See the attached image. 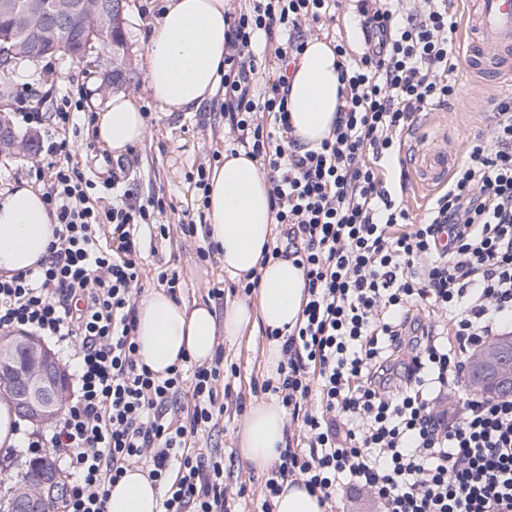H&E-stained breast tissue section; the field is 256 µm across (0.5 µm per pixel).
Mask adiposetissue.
Instances as JSON below:
<instances>
[{
	"label": "adipose tissue",
	"instance_id": "1",
	"mask_svg": "<svg viewBox=\"0 0 512 512\" xmlns=\"http://www.w3.org/2000/svg\"><path fill=\"white\" fill-rule=\"evenodd\" d=\"M224 11L225 0H166L144 60L148 90L164 112L197 109L215 95L224 75ZM341 89L332 43L309 40L288 92L295 145L318 148L336 119ZM94 134L117 155L143 142L147 125L137 99L113 95L97 116ZM205 211L206 233L218 247L225 276L237 281L259 274L258 300L233 302L219 314L208 303L189 304L163 290L147 292L136 308L138 355L160 376L186 359L211 361L217 334L232 343L258 324L287 332L301 315V268L289 259L265 257L273 243L274 212L268 179L248 150L225 155L223 164L213 167ZM55 227L41 193L22 186L1 197L0 274L36 266L47 255ZM285 426L281 403L256 402L238 436L243 459L259 470L270 466L284 445ZM107 512H161V490L141 468L127 469L109 491Z\"/></svg>",
	"mask_w": 512,
	"mask_h": 512
}]
</instances>
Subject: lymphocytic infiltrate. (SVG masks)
<instances>
[{
    "instance_id": "obj_1",
    "label": "lymphocytic infiltrate",
    "mask_w": 512,
    "mask_h": 512,
    "mask_svg": "<svg viewBox=\"0 0 512 512\" xmlns=\"http://www.w3.org/2000/svg\"><path fill=\"white\" fill-rule=\"evenodd\" d=\"M339 0H249L225 11L224 114L270 185L278 235L272 257L302 267L307 299L281 339L276 395L293 431L267 472L259 512L289 478L319 502L368 489L380 512H512V398L442 401L468 358L512 333V96L491 97L488 137L436 197L423 222L385 189L382 158L417 113L447 102L461 60L446 0H357L363 45L336 44L343 102L319 148L286 153L291 64ZM280 66L262 82L257 39ZM272 114L265 125L264 114ZM43 200L57 226L45 260L0 275V334L26 332L74 350L76 390L49 432L31 431V457L63 462L60 512H106L108 488L130 467L163 490L162 512H230L224 466L194 440L224 416L222 356L167 375L138 358L134 291L142 275L139 225L162 197L96 206L116 181L86 178L69 139L47 144ZM111 231L115 249L99 243ZM187 401L181 422L167 406Z\"/></svg>"
}]
</instances>
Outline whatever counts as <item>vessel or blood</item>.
<instances>
[{"label": "vessel or blood", "instance_id": "vessel-or-blood-1", "mask_svg": "<svg viewBox=\"0 0 512 512\" xmlns=\"http://www.w3.org/2000/svg\"><path fill=\"white\" fill-rule=\"evenodd\" d=\"M464 36L472 72L512 80V0H468Z\"/></svg>", "mask_w": 512, "mask_h": 512}]
</instances>
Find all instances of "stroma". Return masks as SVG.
Segmentation results:
<instances>
[{
    "instance_id": "35a3bbf8",
    "label": "stroma",
    "mask_w": 512,
    "mask_h": 512,
    "mask_svg": "<svg viewBox=\"0 0 512 512\" xmlns=\"http://www.w3.org/2000/svg\"><path fill=\"white\" fill-rule=\"evenodd\" d=\"M165 0H129L125 33L135 61H142L150 34L159 22ZM104 68L93 58L81 63L61 56H50L38 62H23L8 75L0 74V112H5L18 138L29 136L56 141L69 138L74 145L75 159L86 175L103 181L117 170H125L113 197L101 199L110 207L113 198L130 193L145 198L162 195L163 212L154 214L152 223L137 229L143 257L142 291L157 289V276L166 271L176 274L177 298L193 302H212L216 311L241 300L242 292L232 291V283L224 276L218 257L203 260L201 249L208 243L202 224L193 232L182 231L179 220L183 210L201 214V194L190 184L188 175L198 166L213 164L224 153L239 148L236 133L224 118L222 97L214 99L194 112L164 114L152 98L145 75H137L130 95L147 109L149 137L121 156H113L96 143L91 121L108 102L101 91ZM455 93L448 102L424 114L416 129L405 136L399 154L383 160L380 174L391 194H399L413 221H420L434 197L448 187L453 168L464 161L475 136L487 134L492 122L486 100L491 95H512V83H495L492 78H479L465 67L452 74ZM82 97L83 103L69 128L55 125L52 112L62 107L65 99ZM24 112L43 114L42 123L28 125L21 121ZM35 154L20 152L0 156V194L28 186L44 190L47 179L36 178ZM167 225L168 234H160V225ZM207 270V281L189 279V268ZM224 292L213 299L212 289ZM269 344L264 328H256L232 344H223L225 363L235 365L237 373L230 379L232 396L243 397L246 406L262 400L260 387L269 374L264 364V351ZM247 414L229 407L223 419L211 427L198 446L204 452L221 454L224 459V480L230 488L246 487L248 493L259 490L263 474L245 461L239 450L238 434Z\"/></svg>"
}]
</instances>
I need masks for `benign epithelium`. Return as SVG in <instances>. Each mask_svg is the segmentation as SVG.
Masks as SVG:
<instances>
[{
	"instance_id": "obj_1",
	"label": "benign epithelium",
	"mask_w": 512,
	"mask_h": 512,
	"mask_svg": "<svg viewBox=\"0 0 512 512\" xmlns=\"http://www.w3.org/2000/svg\"><path fill=\"white\" fill-rule=\"evenodd\" d=\"M128 0H0V13L14 17L16 28L3 38L9 47L0 51V69L7 72L22 60L36 62L42 51L53 47L61 35L83 40L92 26L108 35L103 47L109 49L105 65L104 91L126 88L133 80L128 46L116 50L124 38ZM30 150V141L20 140L10 125L0 119V154ZM26 355L23 370L14 373L17 352ZM472 368L481 375L496 374L502 386H512V336L477 353ZM0 396L8 398L19 416L36 426L51 423L65 401L62 368L54 351L38 337L16 333L0 342ZM56 473L37 464L30 478L14 490L10 512H51L45 488L56 483Z\"/></svg>"
}]
</instances>
